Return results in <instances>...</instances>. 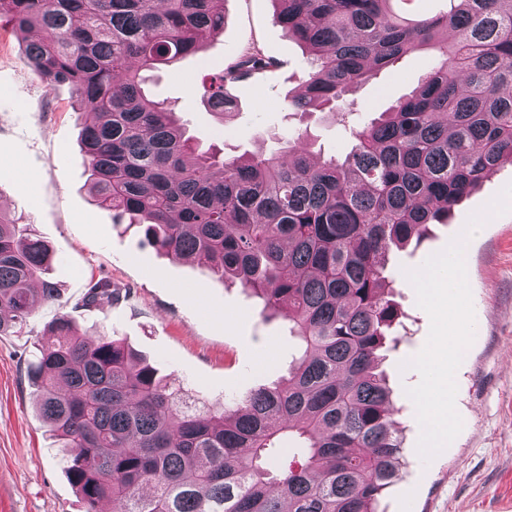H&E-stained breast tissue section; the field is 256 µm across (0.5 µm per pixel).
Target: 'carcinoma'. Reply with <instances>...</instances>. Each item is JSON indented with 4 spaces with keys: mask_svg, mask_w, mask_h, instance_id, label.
Wrapping results in <instances>:
<instances>
[{
    "mask_svg": "<svg viewBox=\"0 0 512 512\" xmlns=\"http://www.w3.org/2000/svg\"><path fill=\"white\" fill-rule=\"evenodd\" d=\"M311 70L289 107L336 102L403 57L438 51L425 80L351 131L344 157L301 138L248 157L203 151L151 98L145 72L201 52L224 31V0H0L41 83L84 103L90 191L117 223L172 261L205 264L282 316L304 344L288 379L200 411L119 338L59 315L27 367L66 472L98 512H378L404 466L380 369L399 343L385 270L503 162L512 163V0H445L410 18L393 0H274ZM277 61L252 45L202 84L226 88ZM48 244L0 208V335H16L59 288ZM128 293L99 280L86 308Z\"/></svg>",
    "mask_w": 512,
    "mask_h": 512,
    "instance_id": "carcinoma-1",
    "label": "carcinoma"
}]
</instances>
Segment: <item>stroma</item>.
Returning a JSON list of instances; mask_svg holds the SVG:
<instances>
[{
	"label": "stroma",
	"instance_id": "1",
	"mask_svg": "<svg viewBox=\"0 0 512 512\" xmlns=\"http://www.w3.org/2000/svg\"><path fill=\"white\" fill-rule=\"evenodd\" d=\"M274 13L273 0H224L223 32L199 55L150 71L147 89L175 112L188 135L223 148L226 157L271 150L287 133L302 136L321 158L343 156L351 140L338 119L288 107L289 93L309 68L308 55ZM253 43L278 66L259 81L231 86L238 113L219 119L194 90L204 75L222 70ZM433 57L430 51L411 54L363 83L353 95L356 121H369L408 95ZM81 111L70 85L49 89L36 78L21 41L0 22V206L49 243L55 255L49 277L60 290L59 301L40 308L23 334L0 336V512H85L25 375L56 316L68 314L88 333L122 338L183 384L192 401L212 405L287 376L302 352L287 321L269 316L251 292L212 277L201 263L171 261L114 224L87 185L78 145ZM510 183L512 164L505 163L426 240L389 256L386 276L401 312L402 341L388 351L384 369L405 465L379 512H512V212L487 218L466 238L475 335L456 372L463 428L427 463L417 452L420 426L405 393L420 376L403 366L422 349L430 328L406 270L462 237L469 215L485 212ZM101 279L127 289L128 299L81 307L90 283Z\"/></svg>",
	"mask_w": 512,
	"mask_h": 512
}]
</instances>
